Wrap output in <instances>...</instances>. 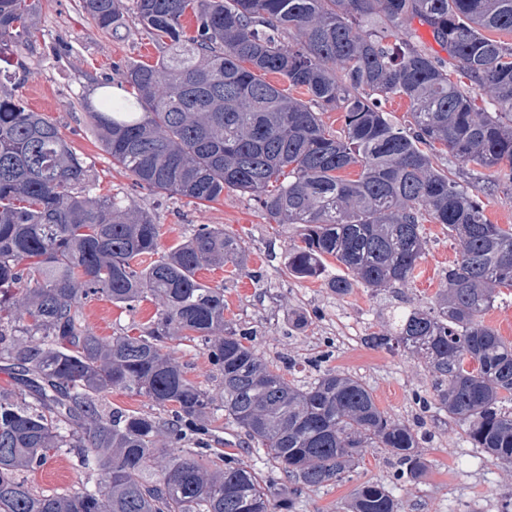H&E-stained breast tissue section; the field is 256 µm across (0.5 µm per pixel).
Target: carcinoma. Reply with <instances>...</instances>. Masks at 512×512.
<instances>
[{"instance_id": "1", "label": "carcinoma", "mask_w": 512, "mask_h": 512, "mask_svg": "<svg viewBox=\"0 0 512 512\" xmlns=\"http://www.w3.org/2000/svg\"><path fill=\"white\" fill-rule=\"evenodd\" d=\"M82 9L102 34L133 23L160 48L156 63L121 70L132 98L105 94L88 109L135 186L198 202L250 197L270 220L298 225L288 275L324 279L338 296L409 284L426 255L423 222L448 230L456 259L434 305L393 314L365 342L420 360L448 420L511 468L512 341L484 316L512 289V228L487 220L474 193L483 174L471 166L494 172L486 194L512 199V42L485 35L512 33V0H82ZM36 13L37 0H0V60L12 67L0 70V362L13 379L0 387V512H294L305 491L350 479L366 448L393 458L395 484L419 481L420 426L392 418L344 372L288 381L251 333L224 320V286L197 274L247 271L241 238L197 224L142 265L160 225L92 195L82 155L15 93L34 56ZM405 20L427 26L448 59L398 31ZM394 97L408 100L412 127L381 109ZM329 111L343 113L342 134L322 122ZM442 150L459 174L439 167ZM355 166L357 178L340 175ZM328 257L347 274L327 277ZM98 298L160 309L138 335L104 340L83 317ZM185 340L203 346L220 393L171 358L170 344ZM114 389L167 415L107 414L101 398ZM217 409L272 471L212 447ZM64 448L86 481L64 494L33 489L25 472ZM344 509L400 504L365 482Z\"/></svg>"}]
</instances>
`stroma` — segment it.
Masks as SVG:
<instances>
[{
  "mask_svg": "<svg viewBox=\"0 0 512 512\" xmlns=\"http://www.w3.org/2000/svg\"><path fill=\"white\" fill-rule=\"evenodd\" d=\"M40 3L33 72L22 80L18 92L33 111L55 122L85 157L97 194L122 198L149 212L161 226L158 250L162 253L189 236L197 224L220 225L240 237L249 249L247 272L232 277L224 268L210 267L200 272L199 279L223 285L225 319L236 328L256 332L262 358L281 367L286 378L298 385L313 381L325 368L357 376L389 415L422 422L426 439L421 454L427 469L418 483L395 489L401 512H498L501 501L512 498V470L471 448L460 426L444 412L421 409L418 396L434 395L422 363L406 352L373 349L365 343L367 336L383 330L393 309L411 303L427 306L435 300L444 285L443 273L456 257L455 242L441 225L425 223L426 257L409 285L377 293L359 287L340 297L324 282L289 277L285 261L297 236L295 225L274 223L255 201L235 192L203 205L137 189L97 141L86 101L116 68L156 61L159 48L151 35L133 24L121 37L104 36L84 13L81 0ZM156 311L152 301L129 309L99 298L86 305L85 319L95 335L109 338L148 323ZM299 312L307 319L297 326L293 317ZM170 354L183 364L189 378L217 389L219 376L199 343L174 344ZM394 470L384 450L366 449L351 479L307 492L296 512H339L341 502L358 484H390ZM82 478L74 457L66 454L51 457L26 474L35 490L59 493L73 491Z\"/></svg>",
  "mask_w": 512,
  "mask_h": 512,
  "instance_id": "obj_1",
  "label": "stroma"
}]
</instances>
